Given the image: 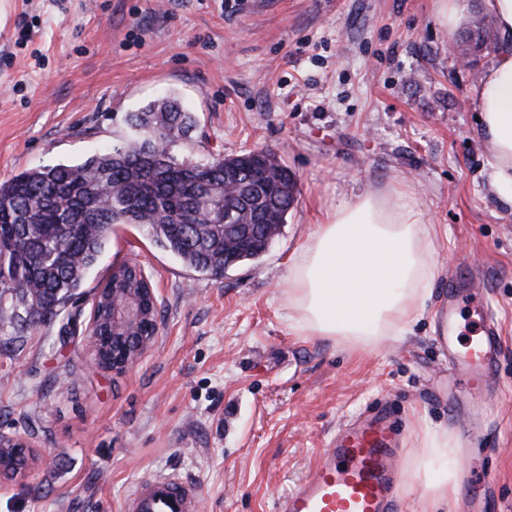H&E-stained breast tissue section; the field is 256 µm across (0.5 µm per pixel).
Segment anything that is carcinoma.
<instances>
[{
  "label": "carcinoma",
  "mask_w": 512,
  "mask_h": 512,
  "mask_svg": "<svg viewBox=\"0 0 512 512\" xmlns=\"http://www.w3.org/2000/svg\"><path fill=\"white\" fill-rule=\"evenodd\" d=\"M495 45L479 26L454 40L471 56ZM133 135L80 163L40 166L0 182V334L23 336L38 325L70 323L69 305L87 295L89 271L119 224H141L153 241L189 269L219 278L260 259L270 248L265 226L281 225L296 201V175L274 153L245 149L178 161L175 143L194 127L178 100L153 101L128 118ZM235 195L214 198L223 185ZM260 224L237 248L224 241V224ZM106 301L92 307L106 337L100 357L112 362L109 302L112 281L99 284Z\"/></svg>",
  "instance_id": "1"
}]
</instances>
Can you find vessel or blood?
<instances>
[{
    "instance_id": "b4317fda",
    "label": "vessel or blood",
    "mask_w": 512,
    "mask_h": 512,
    "mask_svg": "<svg viewBox=\"0 0 512 512\" xmlns=\"http://www.w3.org/2000/svg\"><path fill=\"white\" fill-rule=\"evenodd\" d=\"M470 303L475 335L457 334L461 303ZM443 347L450 371L463 385L456 400L478 399L495 382L501 336L490 309L471 293L449 290L441 315ZM398 441L382 414H374L340 443L324 449L304 482L278 502V512H399ZM199 490L174 474L141 481L121 512H199Z\"/></svg>"
}]
</instances>
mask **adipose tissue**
I'll use <instances>...</instances> for the list:
<instances>
[{"label": "adipose tissue", "instance_id": "adipose-tissue-1", "mask_svg": "<svg viewBox=\"0 0 512 512\" xmlns=\"http://www.w3.org/2000/svg\"><path fill=\"white\" fill-rule=\"evenodd\" d=\"M497 27V44L470 89L487 146L489 188L512 208V0H482ZM429 228L409 194H364L325 212L293 254L286 289L288 329L357 350L401 339L426 312L436 269ZM410 459L429 512L454 500L460 472L455 438L422 428Z\"/></svg>", "mask_w": 512, "mask_h": 512}]
</instances>
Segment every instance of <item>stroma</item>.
I'll return each instance as SVG.
<instances>
[{"mask_svg": "<svg viewBox=\"0 0 512 512\" xmlns=\"http://www.w3.org/2000/svg\"><path fill=\"white\" fill-rule=\"evenodd\" d=\"M437 0H0V181L78 162L128 133L126 117L176 94L198 126L179 156L266 149L297 202L259 260L215 279L136 224L117 226L87 277L139 263L159 328L122 373L95 369L82 331L31 330L0 348V434L40 461L0 478V512H120L156 473L194 482L202 512H276L336 432L373 404L402 433L404 512L426 502L406 463L420 425L464 438L449 403L439 312L449 280L491 308L502 337L479 406L482 443L460 448L448 512H512V210L488 190L474 131L477 77L448 52ZM416 191L437 275L404 339L352 351L290 333V258L324 211L365 192Z\"/></svg>", "mask_w": 512, "mask_h": 512, "instance_id": "35a3bbf8", "label": "stroma"}]
</instances>
